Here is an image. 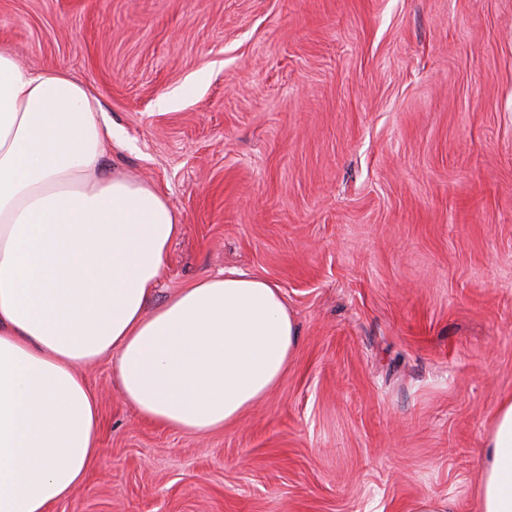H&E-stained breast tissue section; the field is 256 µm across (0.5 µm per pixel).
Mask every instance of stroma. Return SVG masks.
I'll use <instances>...</instances> for the list:
<instances>
[{"label": "stroma", "instance_id": "stroma-1", "mask_svg": "<svg viewBox=\"0 0 512 512\" xmlns=\"http://www.w3.org/2000/svg\"><path fill=\"white\" fill-rule=\"evenodd\" d=\"M0 48L86 82L101 162L179 212L154 296L280 286L299 348L237 423L143 420L51 512H473L512 396V0H0Z\"/></svg>", "mask_w": 512, "mask_h": 512}]
</instances>
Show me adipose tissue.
<instances>
[{
	"mask_svg": "<svg viewBox=\"0 0 512 512\" xmlns=\"http://www.w3.org/2000/svg\"><path fill=\"white\" fill-rule=\"evenodd\" d=\"M112 128L88 84L0 50V512H48L98 453L81 374L191 433L234 423L282 379L298 327L280 288L231 272L150 301L182 223L153 185L102 172ZM478 512H512V396L492 415Z\"/></svg>",
	"mask_w": 512,
	"mask_h": 512,
	"instance_id": "1",
	"label": "adipose tissue"
}]
</instances>
